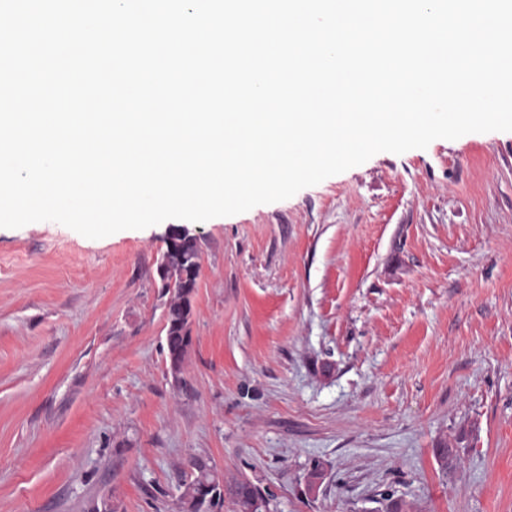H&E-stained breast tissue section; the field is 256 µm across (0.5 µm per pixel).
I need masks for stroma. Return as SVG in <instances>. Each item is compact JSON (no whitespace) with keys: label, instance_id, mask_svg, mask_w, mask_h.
<instances>
[{"label":"stroma","instance_id":"obj_1","mask_svg":"<svg viewBox=\"0 0 512 512\" xmlns=\"http://www.w3.org/2000/svg\"><path fill=\"white\" fill-rule=\"evenodd\" d=\"M184 227L176 377L168 223L0 228V512H178L195 458L271 512H512V132ZM166 242V250L164 255L168 261L164 267V274L169 281H173L164 285L168 293H172L171 300L168 304L167 312L169 319L166 330V357L169 354H183L186 345V326L191 317V301L186 297L192 293L196 286V280L199 274L200 263L196 261L194 242L191 237H186L180 247L175 252L168 250L176 243L171 242L168 238Z\"/></svg>","mask_w":512,"mask_h":512}]
</instances>
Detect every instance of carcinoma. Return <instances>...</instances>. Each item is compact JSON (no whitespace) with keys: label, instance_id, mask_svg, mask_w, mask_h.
Masks as SVG:
<instances>
[{"label":"carcinoma","instance_id":"1","mask_svg":"<svg viewBox=\"0 0 512 512\" xmlns=\"http://www.w3.org/2000/svg\"><path fill=\"white\" fill-rule=\"evenodd\" d=\"M174 246L171 241H166L168 258L164 267L166 278L173 285H164L168 292L172 293L167 312L169 319L166 330V354H182L186 345V326L191 317V301L187 295L192 293L196 286L200 263L197 262L193 239L188 237L181 244V249L175 252L169 251ZM205 483L214 484V489H219L215 484V476L212 470L198 467L193 470L190 479L184 481V492L181 496V504L187 506L193 512L196 510L197 495ZM257 489L247 481H239L232 489L237 512H259L256 502Z\"/></svg>","mask_w":512,"mask_h":512}]
</instances>
